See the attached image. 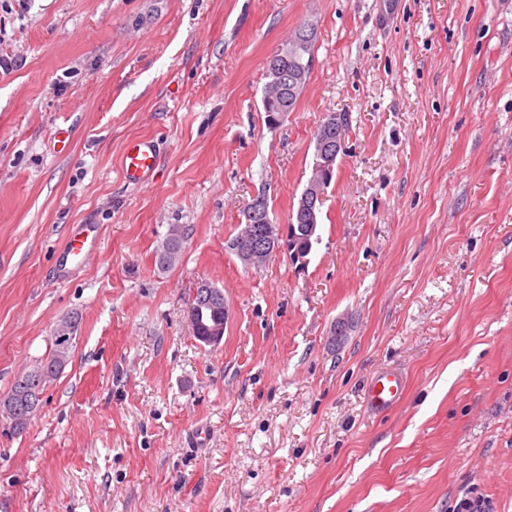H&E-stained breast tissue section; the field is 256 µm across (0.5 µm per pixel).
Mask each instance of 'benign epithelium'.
I'll return each instance as SVG.
<instances>
[{
	"label": "benign epithelium",
	"instance_id": "1",
	"mask_svg": "<svg viewBox=\"0 0 512 512\" xmlns=\"http://www.w3.org/2000/svg\"><path fill=\"white\" fill-rule=\"evenodd\" d=\"M268 81L262 97L263 110L271 126L279 123L283 80L277 63L267 65ZM347 118L331 112L319 124L315 134V155L317 162L312 167L311 176L303 189L296 208L297 221L288 224H274L268 211L262 206L261 198H256L245 209V224L236 241L238 257L248 265H260L279 253L288 254L295 262L305 259L297 246L298 241L311 237L316 230V212L324 201L325 189L332 180L337 156L341 150L340 131Z\"/></svg>",
	"mask_w": 512,
	"mask_h": 512
}]
</instances>
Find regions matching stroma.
<instances>
[{"instance_id": "35a3bbf8", "label": "stroma", "mask_w": 512, "mask_h": 512, "mask_svg": "<svg viewBox=\"0 0 512 512\" xmlns=\"http://www.w3.org/2000/svg\"><path fill=\"white\" fill-rule=\"evenodd\" d=\"M307 25L269 127L267 63ZM1 55L24 64L0 72V394L80 324L27 429L0 415V512H512V0H0ZM330 112L318 242L245 265V208L289 223ZM384 368L406 388L377 413ZM154 165L155 148L150 138H136L126 144L122 154V173L129 184L147 181ZM203 312V319H201L203 324L199 326L202 332V336H197H199L200 341L205 345L216 344L220 342L223 337L224 326L219 323L215 324V322H224L225 316L227 315L226 303L224 301V305L221 310H216L215 308H205ZM213 324H215V326L210 329ZM207 331L208 334L205 336ZM403 392V376L394 370L385 369L370 380L367 401L372 410L384 412L400 401Z\"/></svg>"}]
</instances>
